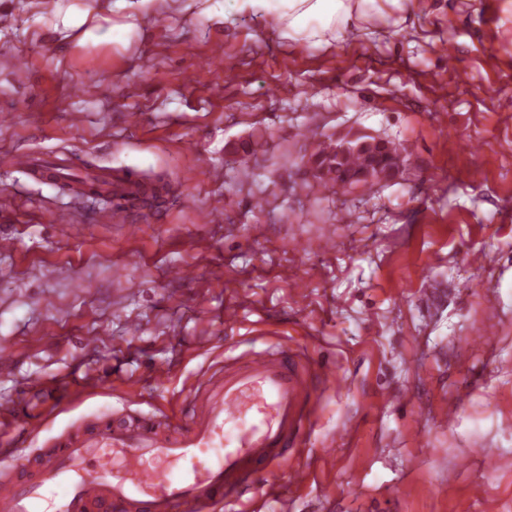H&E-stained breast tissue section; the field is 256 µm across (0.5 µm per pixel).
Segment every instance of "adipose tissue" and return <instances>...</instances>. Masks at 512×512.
I'll use <instances>...</instances> for the list:
<instances>
[{
    "mask_svg": "<svg viewBox=\"0 0 512 512\" xmlns=\"http://www.w3.org/2000/svg\"><path fill=\"white\" fill-rule=\"evenodd\" d=\"M206 22L222 25L233 13L260 15L280 38L313 46L329 45L355 29H370L384 15L404 16L411 0H185Z\"/></svg>",
    "mask_w": 512,
    "mask_h": 512,
    "instance_id": "obj_1",
    "label": "adipose tissue"
}]
</instances>
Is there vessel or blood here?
I'll use <instances>...</instances> for the list:
<instances>
[{"label":"vessel or blood","instance_id":"1","mask_svg":"<svg viewBox=\"0 0 512 512\" xmlns=\"http://www.w3.org/2000/svg\"><path fill=\"white\" fill-rule=\"evenodd\" d=\"M7 163L37 179L76 174L82 192L104 197L115 215L140 195L135 174L79 172L62 152L19 153ZM334 375L331 364L288 349L225 361L193 392L188 426L163 432L105 422L77 431L44 456L33 482H14L17 461L0 459L8 485L0 512H211L221 500L251 493L268 467L304 446L311 402ZM59 486L64 494H56Z\"/></svg>","mask_w":512,"mask_h":512}]
</instances>
